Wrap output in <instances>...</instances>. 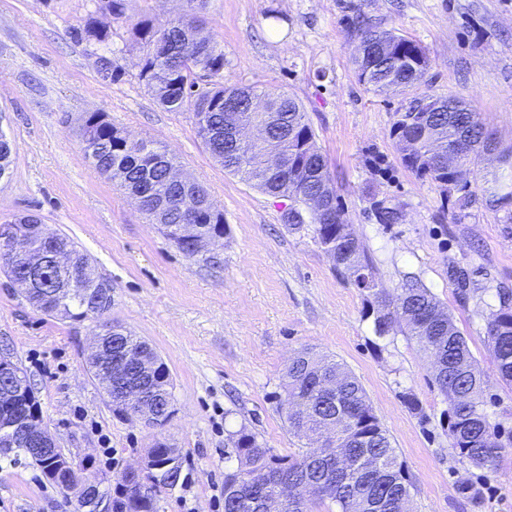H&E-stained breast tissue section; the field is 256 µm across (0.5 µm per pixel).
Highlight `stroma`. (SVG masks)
Returning a JSON list of instances; mask_svg holds the SVG:
<instances>
[{"label": "stroma", "mask_w": 512, "mask_h": 512, "mask_svg": "<svg viewBox=\"0 0 512 512\" xmlns=\"http://www.w3.org/2000/svg\"><path fill=\"white\" fill-rule=\"evenodd\" d=\"M91 4L0 0V133L12 148L0 222L36 214L87 254L112 286L103 320L153 347L173 400L159 427L115 414L87 370L103 320L36 311L0 273V351L23 369L58 447L90 457L87 477L108 478L118 500L124 472L165 442L179 450L182 471L174 488L154 492L157 512H224L230 432L247 428L281 456L305 452L279 406L289 359L312 347L365 388L411 477L409 512H512V451L493 472L453 452L448 404L416 339L398 329L377 335L368 296L334 266L312 225L288 229L279 200L212 157L191 111H165L139 81L132 25L171 19L184 0H128L125 17L110 23L115 81L99 73L97 47L75 35ZM202 17L224 49L225 84L303 106L379 287L394 297L418 283L437 297L485 375L491 422L511 436L512 384L498 377L486 324L501 298L512 300V209L480 198L459 206L404 167L390 129L409 97L453 94L512 152V0H208ZM359 17L424 48L430 66L420 83L405 93L359 83ZM93 112L167 147L223 213L217 243L186 256L95 169L80 136ZM381 203L398 210L397 223L380 222ZM464 480L478 500L459 494ZM75 510L38 466L0 456V512Z\"/></svg>", "instance_id": "35a3bbf8"}]
</instances>
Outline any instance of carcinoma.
<instances>
[{"label":"carcinoma","mask_w":512,"mask_h":512,"mask_svg":"<svg viewBox=\"0 0 512 512\" xmlns=\"http://www.w3.org/2000/svg\"><path fill=\"white\" fill-rule=\"evenodd\" d=\"M94 10L76 28L81 41L112 44V31L99 17L120 19L126 14V0H93ZM188 9L164 23L145 19L131 30L132 41L143 50L138 79L155 101L168 112L185 109L193 113L198 136L224 170L275 198L293 201L320 192L321 184L332 182L327 162L316 146L315 133L302 106L285 93H256L250 88L227 87L219 82L224 73V50L206 31L200 13L205 0H185ZM367 39L364 56L355 57L358 81L368 87L411 88L429 68L425 50L415 41L392 30L358 28ZM209 78L211 86L196 90ZM261 96L268 102L263 112L243 105L248 98ZM251 123L278 125L286 134L278 139L251 143L240 150L230 139L231 131ZM81 136L85 156L96 155L95 167L132 196L142 195L152 205L149 223L160 225L162 234L188 256L196 255L194 239L224 235V215L208 207L204 187L187 188L169 178L175 159L160 144L131 140L112 125L101 112L83 119ZM391 137L401 153L402 163L416 175L458 194L464 207L476 197L471 177L487 160L491 134L479 114L467 102L452 94H422L413 97L392 123ZM276 150L288 156L291 166L275 173L266 166V156ZM492 186L482 188L487 206L502 207L512 202V191H503L498 176ZM197 213L195 233L181 234L185 212ZM19 231H27L25 243L32 251L42 243L31 231L39 218L21 217ZM317 242L338 266L351 271L355 285L372 297L375 331L382 336L404 324L420 349L439 360L434 381L448 401V439L456 453L490 472L512 440L504 442L498 425L484 411L487 387L483 372L471 354L466 338L453 317L432 292L410 285L403 289L394 308H389L386 291L377 287L376 275L360 247L352 246L347 225L328 224L323 215L310 211ZM57 250L70 262L64 269L47 263L37 274L36 291L29 297L36 310L52 317L80 321L98 318L110 306L86 304L93 281L85 272L86 254L65 236L58 237ZM99 335L106 351L113 347L140 348L147 342L129 332L103 322ZM487 343L499 375L512 382V305L508 299L489 312ZM339 377L335 391L323 390L321 382ZM155 396L152 410L164 413L170 405L173 383L165 363L152 371L149 379ZM286 398L279 407L288 427L300 438H309L335 426L336 447L343 456L342 470L326 459L316 464L309 458L323 454L315 448L293 458L280 456L252 432L241 428L228 434L237 465L224 471V512H248L246 504L276 494L278 485L294 488L283 512H313L314 506L334 505L336 512H402L412 483L398 461L388 432L374 413L367 392L358 378L333 359L309 349L297 352L284 374ZM39 408L32 390L0 399V430L24 411ZM175 449L157 442L152 448L155 462L162 467L160 483L180 479L181 471L169 473L163 465Z\"/></svg>","instance_id":"1"}]
</instances>
